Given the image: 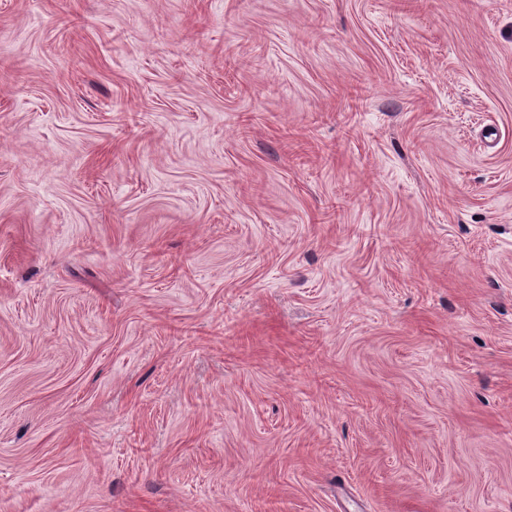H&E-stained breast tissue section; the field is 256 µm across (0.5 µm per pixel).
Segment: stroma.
Segmentation results:
<instances>
[{"label":"stroma","instance_id":"stroma-1","mask_svg":"<svg viewBox=\"0 0 512 512\" xmlns=\"http://www.w3.org/2000/svg\"><path fill=\"white\" fill-rule=\"evenodd\" d=\"M0 512H512V0H0Z\"/></svg>","mask_w":512,"mask_h":512}]
</instances>
